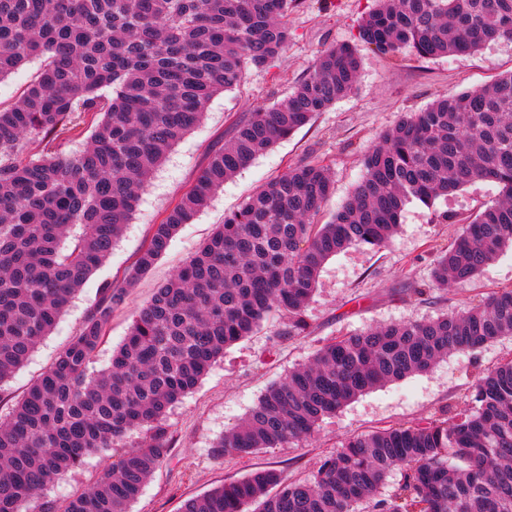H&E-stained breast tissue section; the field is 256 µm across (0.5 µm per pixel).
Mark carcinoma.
I'll use <instances>...</instances> for the list:
<instances>
[{"label":"carcinoma","instance_id":"carcinoma-1","mask_svg":"<svg viewBox=\"0 0 512 512\" xmlns=\"http://www.w3.org/2000/svg\"><path fill=\"white\" fill-rule=\"evenodd\" d=\"M297 0H0V80L31 59L35 78L0 107V383L23 366L72 296L104 264L172 147L217 94L287 48ZM358 38L393 55L468 54L512 40V0H378ZM360 61L323 51L287 100L240 120L195 185L152 225L127 275L106 278L49 368L0 417V512H130L168 457L169 409L224 350L272 314L302 336L324 264L352 246L386 248L406 204L474 181L500 196L468 219L415 293L475 277L512 247V73L404 115L365 154L364 175L325 224L329 169L292 164L224 223L147 303L110 365L91 367L129 288L224 181L348 96ZM86 138L77 151L67 147ZM42 146L38 157L28 146ZM512 335V289L426 320L389 323L320 345L271 385L212 448L246 457L310 437L365 392ZM146 431L137 446L123 443ZM92 455L83 492L41 497ZM400 479L387 489L394 470ZM512 512V360L481 375L469 408L345 441L307 480L256 470L187 499L182 512Z\"/></svg>","mask_w":512,"mask_h":512}]
</instances>
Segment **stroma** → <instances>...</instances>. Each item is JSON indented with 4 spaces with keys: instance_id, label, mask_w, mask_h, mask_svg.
Segmentation results:
<instances>
[{
    "instance_id": "35a3bbf8",
    "label": "stroma",
    "mask_w": 512,
    "mask_h": 512,
    "mask_svg": "<svg viewBox=\"0 0 512 512\" xmlns=\"http://www.w3.org/2000/svg\"><path fill=\"white\" fill-rule=\"evenodd\" d=\"M374 0H298L288 15L291 38L272 65L248 68L240 85L210 101L203 121L186 134L156 170L136 211L104 265L72 299L54 330L28 361L0 386V415L51 365L78 331L99 282L123 275L178 197L205 167L212 149L228 142L236 122L257 107L282 102L313 71L318 55L331 47L358 48L360 71L355 90L318 113L289 139L280 141L251 166L225 181L208 207L182 225L165 255L130 289L112 315L96 368L108 367L112 351L124 339L130 315L209 237L226 214L290 164L314 160L327 165L335 192L325 211L334 213L359 183L363 158L382 133L409 112L425 109L449 93L472 90L512 70V41H496L471 54L423 58L405 49L397 55L360 45L358 27ZM495 183L476 181L427 206L414 200L404 208L390 247H353L324 265L317 291L307 307L305 336H277V317L224 352L201 384L168 412L172 436L167 459L145 484L132 512H181L185 500L224 482L266 467L294 479L312 476L320 460L346 438L372 430L424 420L440 410L468 407L475 380L512 357V336L474 352L439 361L430 371L375 388L323 418L311 438L253 455L217 458L213 443L240 422L265 390L331 338L385 323L420 320L482 303L488 293L512 289V248L472 280L428 290L435 255L448 248L464 219L495 202Z\"/></svg>"
}]
</instances>
